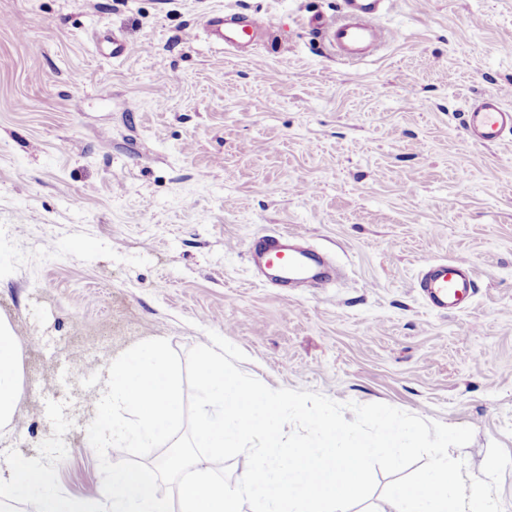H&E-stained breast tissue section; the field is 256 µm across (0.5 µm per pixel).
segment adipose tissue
Segmentation results:
<instances>
[{
  "label": "adipose tissue",
  "mask_w": 512,
  "mask_h": 512,
  "mask_svg": "<svg viewBox=\"0 0 512 512\" xmlns=\"http://www.w3.org/2000/svg\"><path fill=\"white\" fill-rule=\"evenodd\" d=\"M21 351L19 336L0 322V427L13 422L25 395ZM35 486L40 492L30 497V512H167L165 503L145 484L139 470L114 469L96 494L73 498L47 487L45 468L38 459H21L10 448H0V501Z\"/></svg>",
  "instance_id": "adipose-tissue-1"
}]
</instances>
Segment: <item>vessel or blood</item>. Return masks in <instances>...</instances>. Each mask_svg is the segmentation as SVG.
<instances>
[{"label": "vessel or blood", "instance_id": "vessel-or-blood-1", "mask_svg": "<svg viewBox=\"0 0 512 512\" xmlns=\"http://www.w3.org/2000/svg\"><path fill=\"white\" fill-rule=\"evenodd\" d=\"M385 0H342L340 12L323 17L315 27L338 56L357 61L374 54L382 44L377 19ZM208 33L227 48H240L262 41L272 33V25L261 17L251 18L236 27L224 12L212 13ZM465 131L474 145L500 142L512 133V110L502 107L498 95L487 94L473 99L463 114ZM289 232L263 234L252 241L249 253L254 266L274 272L286 288H321L329 284L322 272L323 256L295 244ZM417 287L427 304L442 313L454 312L475 294L474 271L469 260L456 258L427 264L417 280Z\"/></svg>", "mask_w": 512, "mask_h": 512}]
</instances>
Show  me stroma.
I'll list each match as a JSON object with an SVG mask.
<instances>
[{"instance_id":"35a3bbf8","label":"stroma","mask_w":512,"mask_h":512,"mask_svg":"<svg viewBox=\"0 0 512 512\" xmlns=\"http://www.w3.org/2000/svg\"><path fill=\"white\" fill-rule=\"evenodd\" d=\"M340 4L0 0V320L30 345L6 431L59 493L103 483L87 427L108 352L213 331L270 388L471 427L451 452L470 476L491 442L512 453V134L463 130L477 96L512 108V0H387L384 44L354 62L310 24ZM220 10L276 35L223 49ZM278 231L335 282H264L249 246ZM460 257L478 292L436 312L420 272Z\"/></svg>"}]
</instances>
